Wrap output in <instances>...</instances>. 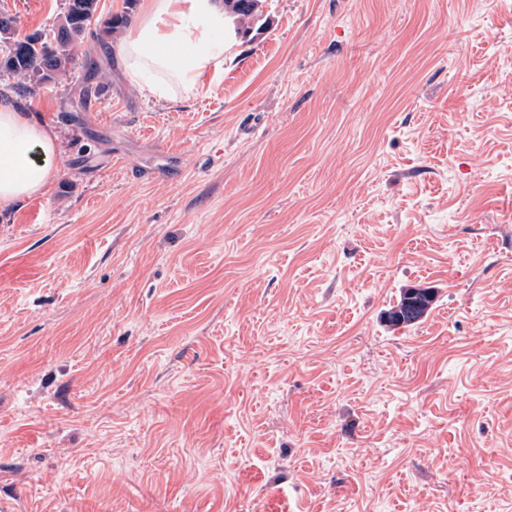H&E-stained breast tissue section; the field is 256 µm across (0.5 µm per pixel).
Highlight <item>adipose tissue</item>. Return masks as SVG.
Segmentation results:
<instances>
[{"label":"adipose tissue","instance_id":"ef3b65f1","mask_svg":"<svg viewBox=\"0 0 512 512\" xmlns=\"http://www.w3.org/2000/svg\"><path fill=\"white\" fill-rule=\"evenodd\" d=\"M236 35L224 0H143L117 46L127 80L143 94L169 101L206 89ZM56 137L31 113L0 103V208L42 193L54 177Z\"/></svg>","mask_w":512,"mask_h":512}]
</instances>
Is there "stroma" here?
<instances>
[{"label": "stroma", "instance_id": "1", "mask_svg": "<svg viewBox=\"0 0 512 512\" xmlns=\"http://www.w3.org/2000/svg\"><path fill=\"white\" fill-rule=\"evenodd\" d=\"M140 3L7 97L58 152L0 209V501L512 512V0H261L166 102L108 27ZM1 10L47 34L66 2ZM434 299L432 291L424 288H404L397 304L384 314V322L392 327H410L426 314Z\"/></svg>", "mask_w": 512, "mask_h": 512}]
</instances>
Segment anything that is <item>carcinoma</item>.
Wrapping results in <instances>:
<instances>
[{
  "label": "carcinoma",
  "instance_id": "obj_1",
  "mask_svg": "<svg viewBox=\"0 0 512 512\" xmlns=\"http://www.w3.org/2000/svg\"><path fill=\"white\" fill-rule=\"evenodd\" d=\"M260 0H224L237 17L239 25L252 18ZM96 12V0H69L64 22L49 40L24 37L17 34L16 20L0 11V52L5 68L21 79L17 93H25L28 80L39 87L68 73L73 64V48L82 43L90 32ZM434 299L433 292L424 288H405L397 304L384 314V322L392 327H410L426 314Z\"/></svg>",
  "mask_w": 512,
  "mask_h": 512
}]
</instances>
